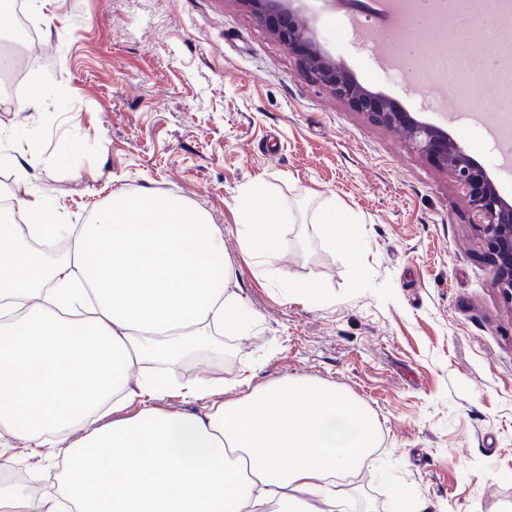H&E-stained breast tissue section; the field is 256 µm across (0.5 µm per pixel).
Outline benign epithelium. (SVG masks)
<instances>
[{
    "mask_svg": "<svg viewBox=\"0 0 512 512\" xmlns=\"http://www.w3.org/2000/svg\"><path fill=\"white\" fill-rule=\"evenodd\" d=\"M240 3L297 57L299 70L305 77L366 115L374 124L404 131L411 149L452 175L465 192L479 242L491 257L493 281L503 298L512 302V206L500 197L465 147L356 82L335 57L312 39L307 19L288 10V0H240Z\"/></svg>",
    "mask_w": 512,
    "mask_h": 512,
    "instance_id": "1",
    "label": "benign epithelium"
}]
</instances>
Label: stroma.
<instances>
[{
	"label": "stroma",
	"mask_w": 512,
	"mask_h": 512,
	"mask_svg": "<svg viewBox=\"0 0 512 512\" xmlns=\"http://www.w3.org/2000/svg\"><path fill=\"white\" fill-rule=\"evenodd\" d=\"M324 49L366 88L448 132L512 202V169L484 125L441 112L412 73L380 65L348 27L361 0H305ZM38 109L0 97V149L32 161L30 188L82 224L115 190L203 210L224 232L232 288L259 319L179 378L263 386L305 377L376 416L381 444L338 483L346 512H498L512 503V303L495 288L465 195L413 152L300 73L296 56L240 0H21ZM283 205L287 250L260 274L239 245L242 191ZM357 216L361 272L315 220L326 200ZM321 281L317 302L283 296Z\"/></svg>",
	"instance_id": "obj_1"
}]
</instances>
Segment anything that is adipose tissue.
<instances>
[{
    "label": "adipose tissue",
    "mask_w": 512,
    "mask_h": 512,
    "mask_svg": "<svg viewBox=\"0 0 512 512\" xmlns=\"http://www.w3.org/2000/svg\"><path fill=\"white\" fill-rule=\"evenodd\" d=\"M0 209V473L12 443L60 457L39 495L0 481V512H342L331 486L376 448L373 414L343 390L283 378L243 391L241 379L187 381L199 413L163 410L151 367L223 353L256 323L230 291L224 236L201 210L121 192L88 223L65 224L36 192ZM242 250L271 271L286 246L282 210L265 187L239 204ZM356 220L324 207L316 226L357 257ZM66 258L39 274L46 249ZM128 417L101 425L105 407Z\"/></svg>",
    "instance_id": "ef3b65f1"
}]
</instances>
